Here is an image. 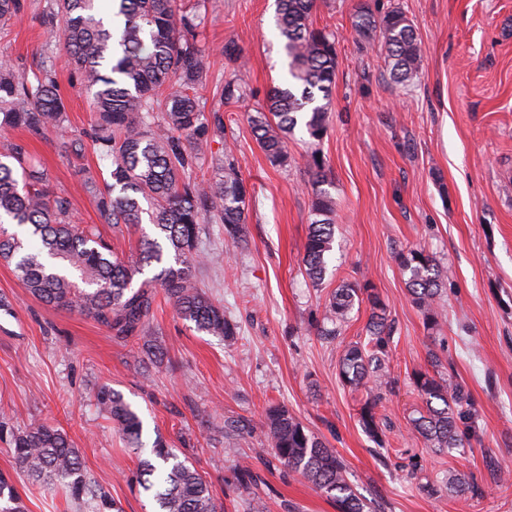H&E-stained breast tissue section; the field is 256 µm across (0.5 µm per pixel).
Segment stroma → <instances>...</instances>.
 Instances as JSON below:
<instances>
[{
  "label": "stroma",
  "mask_w": 512,
  "mask_h": 512,
  "mask_svg": "<svg viewBox=\"0 0 512 512\" xmlns=\"http://www.w3.org/2000/svg\"><path fill=\"white\" fill-rule=\"evenodd\" d=\"M359 2L318 0L314 27L336 33V87L322 139L311 142L297 128L284 167L269 163L249 123L269 86L286 75L275 0L200 6L211 77L199 96L216 104L217 84L237 71L250 88L220 110L223 141L234 143L249 192L246 241L230 246L222 225H207L203 245L222 261L195 270L237 322L235 339L197 332L160 293L151 326L166 355L155 364L137 337H117L78 311L45 305L0 261V297L11 305L0 310V473L13 478L25 512H89L64 489L16 472L8 433L44 421L74 441L85 471L123 512H156L135 475L158 438L195 466L225 512H336L287 468L255 461L270 404L288 407L307 433L336 451L368 512H512V0H370L382 11L401 6L418 32L422 68L403 85L392 79L380 41L352 31ZM53 9L54 0H26L20 17L0 24V64L29 74L55 71L70 134L84 150L64 154L54 134L23 128L0 130V144L23 146L47 170L49 191L69 197L74 222L97 226L127 256L138 229L102 223L94 197L80 188L83 179L107 174L109 163L93 146L95 116L72 85L64 52L45 44ZM228 41L240 50L237 61L224 57ZM223 141L213 143V154ZM314 152L336 202L333 249L318 288L302 263ZM419 245L444 273L431 328L394 259ZM344 280L370 282L394 324L395 383L384 393L377 442L358 422L365 392L338 379L344 346L367 337L369 305L354 307L339 338L313 327ZM431 369L455 376L475 412V437L449 454L426 447L410 425L422 406L411 374ZM104 383L138 413L144 448L130 447L99 411L94 389ZM230 422L241 424L238 434L225 435ZM246 461L257 479L242 491L234 470ZM454 473L478 484L480 495L421 491Z\"/></svg>",
  "instance_id": "1"
}]
</instances>
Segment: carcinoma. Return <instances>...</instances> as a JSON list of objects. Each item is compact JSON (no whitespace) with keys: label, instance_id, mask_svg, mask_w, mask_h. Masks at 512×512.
<instances>
[{"label":"carcinoma","instance_id":"cac0c4a2","mask_svg":"<svg viewBox=\"0 0 512 512\" xmlns=\"http://www.w3.org/2000/svg\"><path fill=\"white\" fill-rule=\"evenodd\" d=\"M56 0V16L48 17L50 35L62 44L73 78L85 91L97 116L94 146L110 160L109 180H88L85 192L94 196L101 219L114 226L148 221L153 234H143L137 251L123 257L112 251L93 227L71 221V201L51 194L47 175L26 160L14 144L0 148V219L30 227L20 238L0 229V261L14 266L29 294L61 309L76 310L112 329L118 337L137 336L148 357L164 356L150 327L155 287L164 291L181 319L194 329L232 339L237 324L200 289L192 268L207 252L201 249L205 225H224V236L243 241L249 207L247 186L232 149L224 146L214 158L213 175L191 177L194 160L211 150L224 133L219 112L206 115L197 90L210 77V63L200 45L204 17L182 7L181 0ZM316 0H276V27L288 58V78L270 86L264 106L251 117L254 139L273 165L288 162V136L303 126L309 138L322 139L336 80V34L313 27ZM24 0H0V22L20 16ZM351 28L361 38L380 35L390 75L398 83L411 81L421 69L422 49L412 21L394 5L374 12L359 5ZM246 81L233 74L219 92L225 104L238 102ZM25 128L35 134L51 131L63 152H79L82 144L69 137L64 98L55 72L44 68L33 78L0 65V128ZM310 169L315 190L313 220L304 248L308 280L322 284L335 232V202L321 188L326 182L323 162L312 153ZM407 275L413 304L424 324L434 325L444 285L435 257L422 247L396 254ZM159 272L137 288L133 280L145 269ZM367 301L371 315L367 341L345 346L339 362L343 385L363 390L366 399L359 424L379 438L383 390L392 384L389 367L393 326L387 305L366 282H343L329 296L319 326L323 336H339L356 304ZM412 383L424 410L412 419L413 430L441 453L463 448L475 433L470 398L453 377L412 373ZM99 410L135 448L144 447L143 423L123 395L103 384L95 393ZM257 449L260 459L271 455L281 465L323 492L337 512H364L366 504L354 490L343 461L280 404L265 410ZM10 452L16 466L34 479L62 487L91 512H120L116 502L98 491L82 469L79 451L66 434L49 424H36L12 436ZM154 460L144 461L137 483L153 499L158 512H222L199 471L178 459L157 439ZM476 494L479 488L463 475L448 476L441 488ZM0 512H23L20 496L0 477Z\"/></svg>","mask_w":512,"mask_h":512}]
</instances>
